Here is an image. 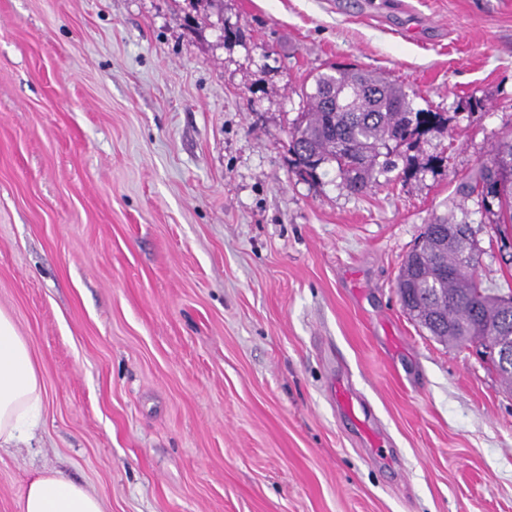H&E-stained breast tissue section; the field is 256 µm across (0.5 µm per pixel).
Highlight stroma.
I'll return each instance as SVG.
<instances>
[{"label": "stroma", "mask_w": 512, "mask_h": 512, "mask_svg": "<svg viewBox=\"0 0 512 512\" xmlns=\"http://www.w3.org/2000/svg\"><path fill=\"white\" fill-rule=\"evenodd\" d=\"M334 64L448 117L364 194L288 151ZM510 135L512 0H0V311L46 395L0 512L50 469L107 512H512V392L396 294L448 213L512 281L458 193ZM336 399L341 410L349 414L359 425L363 439L373 448H380L383 443L380 432L373 426L361 397L352 388L340 382L336 385Z\"/></svg>", "instance_id": "obj_1"}]
</instances>
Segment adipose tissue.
Listing matches in <instances>:
<instances>
[{
  "mask_svg": "<svg viewBox=\"0 0 512 512\" xmlns=\"http://www.w3.org/2000/svg\"><path fill=\"white\" fill-rule=\"evenodd\" d=\"M41 372L12 318L0 311V447L31 435L44 402ZM19 512H105L103 500L63 472H37L28 482Z\"/></svg>",
  "mask_w": 512,
  "mask_h": 512,
  "instance_id": "1",
  "label": "adipose tissue"
}]
</instances>
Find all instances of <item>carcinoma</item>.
Instances as JSON below:
<instances>
[{"label": "carcinoma", "mask_w": 512, "mask_h": 512, "mask_svg": "<svg viewBox=\"0 0 512 512\" xmlns=\"http://www.w3.org/2000/svg\"><path fill=\"white\" fill-rule=\"evenodd\" d=\"M313 84L290 132L293 166L316 172L332 165L353 194L377 185L376 174L396 169L401 146L447 122L438 112L414 109L403 87L382 72L339 64L315 74ZM506 167L512 168V138L498 141L490 159L462 183L466 198L490 196V205H478L500 241L512 239V180L499 178ZM471 235L454 225L452 214L425 225L422 245L406 255L396 284L409 319L449 347H465V336L512 334V317L491 296L496 288L474 275Z\"/></svg>", "instance_id": "1"}]
</instances>
